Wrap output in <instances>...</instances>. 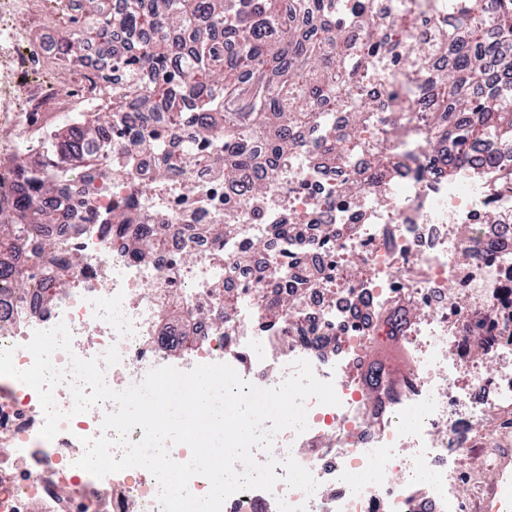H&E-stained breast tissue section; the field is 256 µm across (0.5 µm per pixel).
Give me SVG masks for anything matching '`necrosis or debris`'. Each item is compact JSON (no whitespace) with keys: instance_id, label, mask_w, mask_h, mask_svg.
I'll return each mask as SVG.
<instances>
[{"instance_id":"4bbe7bcc","label":"necrosis or debris","mask_w":512,"mask_h":512,"mask_svg":"<svg viewBox=\"0 0 512 512\" xmlns=\"http://www.w3.org/2000/svg\"><path fill=\"white\" fill-rule=\"evenodd\" d=\"M41 0H0V132L29 140L30 112L64 120L111 106L98 80L106 51L84 47L86 65L68 99L52 76L58 64L54 28L36 23ZM423 74L382 59L363 81L381 116L394 87ZM300 151L265 176V204L238 200L226 238L206 229L224 217L232 196L207 164L193 173L155 176L151 155L126 161L98 199L100 215L80 224H45L56 243L41 262L42 285L0 291V348L14 347L17 368L33 358L34 331L66 324L72 350L91 358L117 346L121 361L108 384L123 390L153 368L189 370L223 362L246 381L279 385L292 364L308 360L333 382L339 405L307 402L308 428L278 433L267 457H294L319 486L313 495L277 483L273 491L230 496L222 512H486L481 458L498 473L512 464V190L496 187L512 162L487 164L484 145L447 169L429 163L425 140L393 151L380 184L339 194V178L310 150L315 134H298ZM143 194L140 221L116 232L102 220L121 199ZM297 222L302 241L287 244L279 225ZM150 231L159 247L145 261L130 244ZM81 257L76 285H52L56 269ZM287 258L288 280L275 283ZM279 288L292 302L268 309ZM187 320L162 325L167 300ZM191 345L182 349V334ZM377 388H368L370 373ZM112 402L63 421L53 440L40 431L45 415L32 388L0 376V512H160L159 486L142 468L102 478L77 467L84 439L101 433Z\"/></svg>"}]
</instances>
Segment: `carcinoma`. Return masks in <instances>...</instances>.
I'll return each mask as SVG.
<instances>
[{
	"label": "carcinoma",
	"instance_id": "obj_1",
	"mask_svg": "<svg viewBox=\"0 0 512 512\" xmlns=\"http://www.w3.org/2000/svg\"><path fill=\"white\" fill-rule=\"evenodd\" d=\"M78 2V8L61 14L58 53L66 73L77 68L85 43H108L117 25L149 29L153 36L109 56L99 75L103 88L112 87L114 69L128 79L110 111L66 119L37 142L35 163L14 156L11 167L21 171L25 191L0 192V248L23 244L41 224L81 222L93 212L101 191L96 186L62 213L47 209L42 199L69 181L92 177L112 159L115 144L128 158L152 153L161 174L171 167L191 169L193 142L204 141L215 153L216 170L235 183L242 170L294 153L292 131L307 125L318 129L313 146L323 149L337 170L344 165L345 139L327 136V113L339 108L350 114V138L369 119L370 104L357 88L382 44L374 39L366 0H350L349 7L344 0H129L122 13L112 12L103 0ZM392 2L393 25L405 34L402 44L389 45L387 52L421 71L431 57L448 53L451 66L427 88L406 86L394 96L398 119L382 128L385 140L406 144L418 132L417 107L426 100L431 123L425 136L436 162H441V142L449 138L461 147L490 138L492 156H512V83L486 78L479 66L486 48L459 40L460 31L476 27L484 13L512 43V0H429L435 15L448 5V20L438 24L430 42L417 39L407 0ZM226 28L239 34L236 51L227 58L214 39ZM168 29L178 32L177 40L170 39ZM144 72L151 78V98L130 106L126 100L136 95ZM157 110L174 114L163 133L151 125L149 114ZM134 129L136 135H129ZM181 129L186 135L175 156L166 139ZM138 220L128 204L109 212L107 223ZM53 246L44 239L23 263L0 269V289L32 287V268Z\"/></svg>",
	"mask_w": 512,
	"mask_h": 512
}]
</instances>
